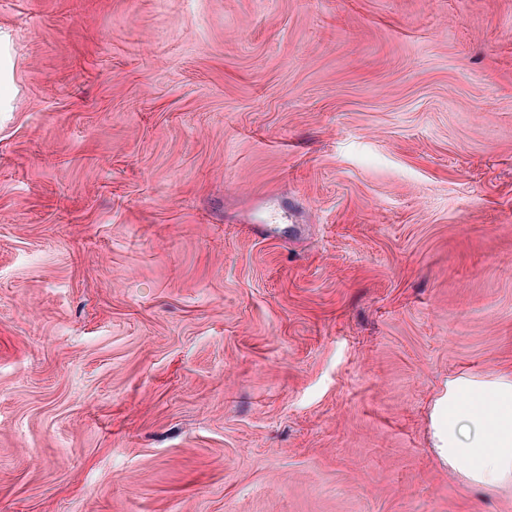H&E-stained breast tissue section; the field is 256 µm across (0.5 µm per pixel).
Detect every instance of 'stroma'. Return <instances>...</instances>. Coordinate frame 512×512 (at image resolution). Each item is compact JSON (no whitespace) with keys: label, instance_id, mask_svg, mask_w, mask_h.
Here are the masks:
<instances>
[{"label":"stroma","instance_id":"obj_1","mask_svg":"<svg viewBox=\"0 0 512 512\" xmlns=\"http://www.w3.org/2000/svg\"><path fill=\"white\" fill-rule=\"evenodd\" d=\"M506 370L512 0H0V512H512ZM483 401L474 407L471 401ZM433 451L463 483L486 492L512 487V372L448 378L430 414Z\"/></svg>","mask_w":512,"mask_h":512}]
</instances>
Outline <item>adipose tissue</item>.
Here are the masks:
<instances>
[{"instance_id": "ef3b65f1", "label": "adipose tissue", "mask_w": 512, "mask_h": 512, "mask_svg": "<svg viewBox=\"0 0 512 512\" xmlns=\"http://www.w3.org/2000/svg\"><path fill=\"white\" fill-rule=\"evenodd\" d=\"M439 463L468 487H512V372L449 378L430 414Z\"/></svg>"}]
</instances>
